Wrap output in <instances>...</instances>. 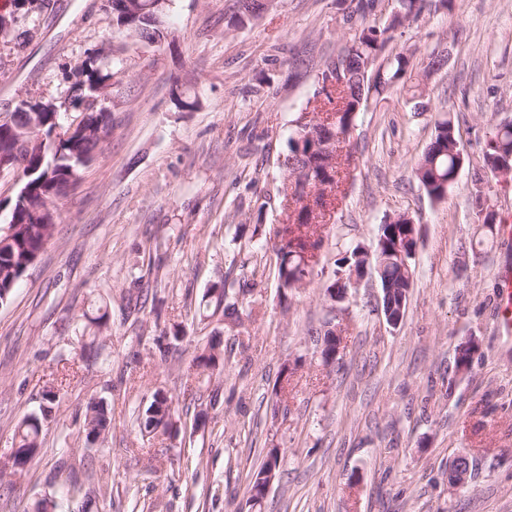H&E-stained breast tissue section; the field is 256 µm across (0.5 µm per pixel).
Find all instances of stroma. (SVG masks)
Listing matches in <instances>:
<instances>
[{"label":"stroma","instance_id":"obj_1","mask_svg":"<svg viewBox=\"0 0 512 512\" xmlns=\"http://www.w3.org/2000/svg\"><path fill=\"white\" fill-rule=\"evenodd\" d=\"M351 5L265 0L237 28V0H168V37L151 46L119 34L103 0H58L51 11L0 0L17 18L16 32L0 35V105L65 100L91 59L110 77L102 106L112 114L101 153L56 203L50 240L0 304V455L43 392L70 376L38 453L0 484V512H33L63 456L85 458L91 512H512V334L499 302V274L512 270V181L481 151L492 127L512 121V0H452L396 31L390 47L411 55L422 96L401 84L359 113L315 272L285 291L271 248L285 220L280 160L295 119L317 105L318 74L354 35ZM436 48L445 60L432 70ZM443 112L457 119L464 164L434 202L412 168ZM402 212L419 235L402 321L387 322L370 266L331 304L325 288L345 246L372 251L378 225ZM155 239L164 246L152 254ZM256 260L263 275L227 296L238 314L224 317L208 290ZM331 319L344 356L327 366L307 331ZM176 329L183 341L160 359L156 339ZM82 334L102 359L83 356ZM214 337L222 370L189 379ZM471 339L478 349L458 371ZM158 388L181 421L201 415L204 427L141 433L136 416ZM93 399L112 424L91 443ZM272 447L275 478L251 504ZM461 452L475 476L456 490L448 466Z\"/></svg>","mask_w":512,"mask_h":512}]
</instances>
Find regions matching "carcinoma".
I'll list each match as a JSON object with an SVG mask.
<instances>
[{
    "mask_svg": "<svg viewBox=\"0 0 512 512\" xmlns=\"http://www.w3.org/2000/svg\"><path fill=\"white\" fill-rule=\"evenodd\" d=\"M116 2L118 0H105L104 7L112 12L113 22L119 30L148 44L160 43L166 38L157 23L161 9L126 13L116 6ZM450 3L451 0H396L397 14L383 26L374 18V5L356 4L355 12L361 20V28L336 57L344 72L342 81L345 89L336 88L333 84L336 76L328 67L317 76L319 93L333 105L332 121L324 134L335 137L336 144H341L340 138L353 128L364 103L378 99L402 81L411 67V56L387 53L393 32L415 21L426 8L446 10ZM263 6V0H239L236 22L257 16ZM378 59L385 61V69L375 75L374 67L368 68L366 63ZM79 71L80 78L70 87L69 97L72 106L83 108L78 126L74 129L70 124L62 125L58 111L46 113L42 118V133L46 136L43 151H30L24 147L21 136L27 124V112L20 105H15L10 117L0 122V154L9 157L12 165L24 176L22 185L11 200L9 223L18 226V231L0 240L1 304L8 301L15 285L29 268V262L43 250L44 237L52 235L54 223L48 221L46 202L67 194L72 171L79 170V166L96 155L111 129L109 113L97 107L99 91L107 85L110 76L86 64L79 67ZM313 130L315 126L304 121V116H299L282 161L290 188L284 196L290 198L294 210L287 214L273 251L277 258L280 287L285 290L294 288L305 273L302 268L304 252L320 248L322 239L317 237V227L323 213L317 208L325 205V197L335 192L340 183L341 160H336L335 167L329 172L319 164L313 165L314 155L310 151L315 139L309 137ZM454 141L455 121L454 116L449 115L436 122L434 134L413 169L419 186L433 201L442 200L455 182L458 159L453 151ZM483 160L490 168L512 169L511 121L498 124L488 133ZM415 238V228L409 220L395 221L390 217L378 225L373 266L383 292V310L393 316L406 309L413 285ZM366 256L367 252L362 247L348 246L326 292L347 287L339 274H348L352 266L366 261ZM220 346L221 341L213 337L194 357L197 375H212L219 358L224 356ZM58 398L59 394L54 389L46 390L39 412L26 415L17 426L15 444L21 465H27L37 454L43 421L51 414ZM153 425L166 433L185 429V425L175 419L172 397L162 390L153 393L152 401L139 417L140 430L145 431ZM110 426L111 417L104 401L90 400L85 416L86 437L97 438ZM55 479L56 490L38 502L37 512H56L60 503L79 498L82 499V512H90L91 499L82 493V485L71 468L58 466Z\"/></svg>",
    "mask_w": 512,
    "mask_h": 512,
    "instance_id": "carcinoma-1",
    "label": "carcinoma"
}]
</instances>
